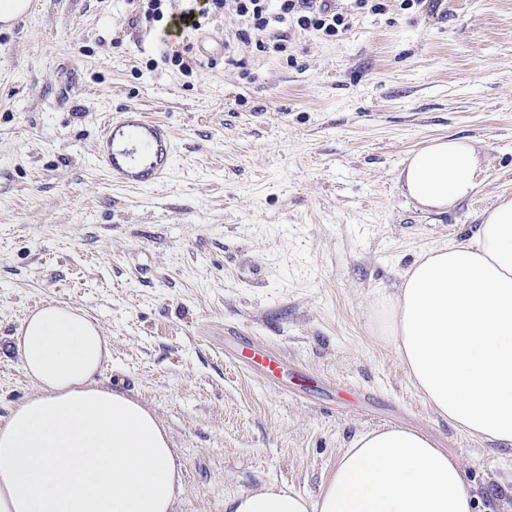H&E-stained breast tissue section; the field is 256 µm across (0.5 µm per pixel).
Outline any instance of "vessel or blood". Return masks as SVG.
Segmentation results:
<instances>
[{"mask_svg": "<svg viewBox=\"0 0 512 512\" xmlns=\"http://www.w3.org/2000/svg\"><path fill=\"white\" fill-rule=\"evenodd\" d=\"M95 152L113 181L137 187L156 184L170 169L175 145L165 124L146 113H113Z\"/></svg>", "mask_w": 512, "mask_h": 512, "instance_id": "vessel-or-blood-1", "label": "vessel or blood"}]
</instances>
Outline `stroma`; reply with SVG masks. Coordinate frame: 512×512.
<instances>
[{"label":"stroma","instance_id":"stroma-1","mask_svg":"<svg viewBox=\"0 0 512 512\" xmlns=\"http://www.w3.org/2000/svg\"><path fill=\"white\" fill-rule=\"evenodd\" d=\"M145 3L31 0L0 26V421L33 390L10 336L63 301L111 338L102 384L167 428L178 512L272 483L317 496L356 434L390 425L459 456L477 512H494L512 455L441 419L371 317L422 251L512 193V0L363 13L333 41L292 32L285 59L237 39L229 14L176 26L204 0H166L159 22ZM122 108L171 132L157 185L113 184L96 158ZM441 136L474 141L482 173L438 213L399 175ZM246 341L287 375L239 363Z\"/></svg>","mask_w":512,"mask_h":512}]
</instances>
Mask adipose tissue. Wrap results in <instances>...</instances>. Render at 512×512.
<instances>
[{
	"instance_id": "ef3b65f1",
	"label": "adipose tissue",
	"mask_w": 512,
	"mask_h": 512,
	"mask_svg": "<svg viewBox=\"0 0 512 512\" xmlns=\"http://www.w3.org/2000/svg\"><path fill=\"white\" fill-rule=\"evenodd\" d=\"M478 156L439 137L410 154L407 195L444 211L476 187ZM411 384L449 425L512 450V194L462 241L430 249L375 305ZM33 393L0 422V512H177L182 485L171 439L139 401L103 386L102 326L51 302L12 337ZM459 457L424 433H358L317 497L269 484L224 512H474Z\"/></svg>"
}]
</instances>
